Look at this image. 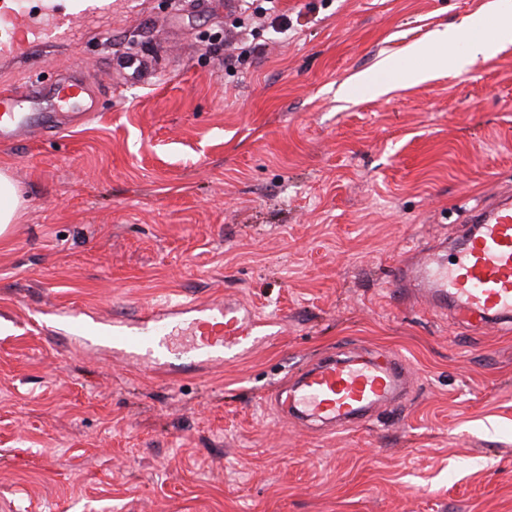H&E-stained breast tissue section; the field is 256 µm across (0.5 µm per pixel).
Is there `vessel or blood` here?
I'll return each mask as SVG.
<instances>
[{
  "label": "vessel or blood",
  "mask_w": 512,
  "mask_h": 512,
  "mask_svg": "<svg viewBox=\"0 0 512 512\" xmlns=\"http://www.w3.org/2000/svg\"><path fill=\"white\" fill-rule=\"evenodd\" d=\"M113 11L112 0H59L36 26L22 0H0V55H29L39 47L76 42L81 24L111 20ZM98 96L78 70L49 83L36 78L19 87L1 86L0 144L34 132L52 136L69 123L88 119ZM465 222L466 229L453 245L454 255L437 247L417 250L411 263L394 268L393 285L468 325L511 324L512 190L503 189L470 209ZM167 314L161 307L148 309L131 322L90 321L79 310L63 309L56 318L84 347L155 365L180 351L220 364L228 351L251 339V327L221 303L184 323L168 320ZM408 378L404 362L396 357L324 360L298 374L289 403L302 417L331 429L363 424L403 390Z\"/></svg>",
  "instance_id": "b4317fda"
}]
</instances>
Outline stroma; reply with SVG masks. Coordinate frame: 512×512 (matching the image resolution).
I'll return each instance as SVG.
<instances>
[{"instance_id":"obj_1","label":"stroma","mask_w":512,"mask_h":512,"mask_svg":"<svg viewBox=\"0 0 512 512\" xmlns=\"http://www.w3.org/2000/svg\"><path fill=\"white\" fill-rule=\"evenodd\" d=\"M492 2L280 0L287 40L258 25L245 52L227 0L130 19L115 0L105 34L48 48V72L104 90L83 126L0 144L21 201L0 241V512H512V333L389 283L512 183V43L451 74L430 42ZM135 51L162 65L133 82ZM386 58L381 91L340 98ZM216 301L274 337L150 367L43 318ZM378 351L415 382L366 425L325 434L268 400Z\"/></svg>"}]
</instances>
